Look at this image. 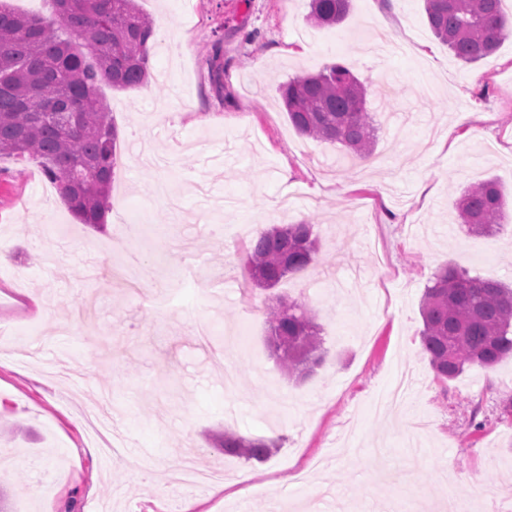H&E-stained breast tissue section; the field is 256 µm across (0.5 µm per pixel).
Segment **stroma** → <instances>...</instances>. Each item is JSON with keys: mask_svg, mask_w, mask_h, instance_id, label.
<instances>
[{"mask_svg": "<svg viewBox=\"0 0 512 512\" xmlns=\"http://www.w3.org/2000/svg\"><path fill=\"white\" fill-rule=\"evenodd\" d=\"M158 40L135 90L100 84L118 129L103 229L80 224L31 160L0 159V499L10 512H512V360L437 380L420 301L446 263L512 283V223L459 224L460 190L512 196V37L458 62L423 0H351L333 27L308 0H137ZM224 42V98L207 50ZM339 64L367 90L376 169L292 127L280 83ZM468 113L469 121L456 117ZM308 221L320 262L276 294L306 305L329 361L284 374L266 346V291L225 232ZM125 456L84 417L102 395ZM482 421V428L470 423ZM282 437L262 463L224 433ZM241 471L221 493L178 479ZM491 484L502 497L481 496Z\"/></svg>", "mask_w": 512, "mask_h": 512, "instance_id": "obj_1", "label": "stroma"}]
</instances>
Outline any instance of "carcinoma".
Wrapping results in <instances>:
<instances>
[{"label": "carcinoma", "mask_w": 512, "mask_h": 512, "mask_svg": "<svg viewBox=\"0 0 512 512\" xmlns=\"http://www.w3.org/2000/svg\"><path fill=\"white\" fill-rule=\"evenodd\" d=\"M50 18L15 13L0 0V157L28 155L55 185L82 224L103 228L109 212L118 130L99 97L98 82L116 90L148 82L154 20L135 0H52ZM316 26L341 23L350 0H310ZM435 37L465 64L492 55L512 34L502 0H424ZM222 41L212 45L210 80L224 99ZM288 120L313 140L345 147L352 163L372 156L376 129L366 110L363 84L333 65L279 86ZM461 223L473 234L494 236L508 220L507 203L493 179L474 182L456 199ZM313 225L282 224L253 238L245 271L263 290L318 264ZM270 356L291 377L314 375L326 359L322 328L304 305L273 297L266 306ZM420 314L422 352L435 378L445 382L467 366L490 368L512 357V288L471 276L453 266L439 268L425 288ZM272 440L224 434L226 455L262 461Z\"/></svg>", "instance_id": "carcinoma-1"}]
</instances>
